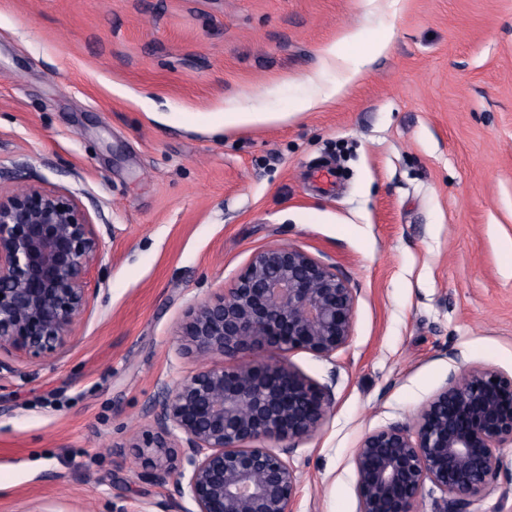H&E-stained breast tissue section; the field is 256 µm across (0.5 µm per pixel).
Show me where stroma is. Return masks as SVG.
Segmentation results:
<instances>
[{
    "label": "stroma",
    "instance_id": "stroma-1",
    "mask_svg": "<svg viewBox=\"0 0 512 512\" xmlns=\"http://www.w3.org/2000/svg\"><path fill=\"white\" fill-rule=\"evenodd\" d=\"M390 34L345 95L322 50ZM232 104L288 113L225 130ZM330 169L334 192L309 174ZM73 197L103 246L50 356L1 351L0 512H183L139 455L190 306L298 247L356 296L293 456L295 512H359L354 452L450 373L512 376V0H0V189Z\"/></svg>",
    "mask_w": 512,
    "mask_h": 512
}]
</instances>
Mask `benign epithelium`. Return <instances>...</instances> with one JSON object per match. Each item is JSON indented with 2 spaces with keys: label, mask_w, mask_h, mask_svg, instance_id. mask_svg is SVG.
Segmentation results:
<instances>
[{
  "label": "benign epithelium",
  "mask_w": 512,
  "mask_h": 512,
  "mask_svg": "<svg viewBox=\"0 0 512 512\" xmlns=\"http://www.w3.org/2000/svg\"><path fill=\"white\" fill-rule=\"evenodd\" d=\"M100 246L76 200L32 184L0 191V350L50 356L67 344ZM354 309L335 266L289 245L255 252L231 287L189 311L184 348L202 368L158 386L147 446L154 474L172 478L193 512H293V455L322 429L334 395L269 353L331 359L351 341ZM245 352L255 358L238 362ZM175 442L182 463L173 473ZM509 446L512 376L452 372L413 424L391 423L356 448L360 512H417L427 485L440 493L435 512H475Z\"/></svg>",
  "instance_id": "obj_1"
}]
</instances>
